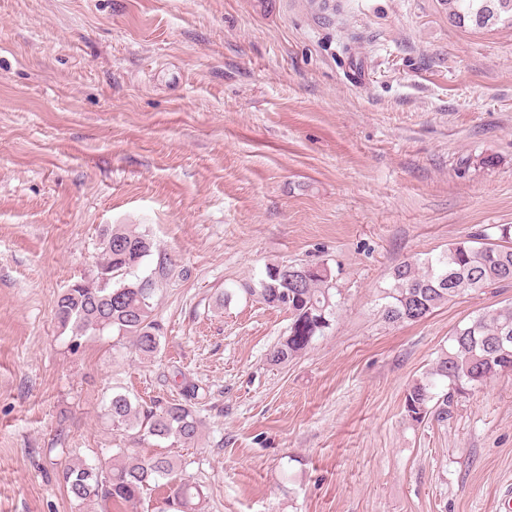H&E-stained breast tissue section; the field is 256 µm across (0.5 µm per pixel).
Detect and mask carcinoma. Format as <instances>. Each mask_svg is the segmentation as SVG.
I'll use <instances>...</instances> for the list:
<instances>
[{
    "instance_id": "1",
    "label": "carcinoma",
    "mask_w": 512,
    "mask_h": 512,
    "mask_svg": "<svg viewBox=\"0 0 512 512\" xmlns=\"http://www.w3.org/2000/svg\"><path fill=\"white\" fill-rule=\"evenodd\" d=\"M449 16L458 24L484 28L499 21L512 26V0H446ZM497 235L483 230L448 245L435 258L423 262L405 260L392 270V286L384 292L383 316L390 323H416L457 298L512 284V225L496 226ZM102 258L95 277L77 280L64 288L55 302V316L62 330H70L71 347L80 346L90 333L117 332L132 341L135 352L155 359L161 351V331L154 319L159 282L167 261L158 259L150 275L135 270L153 255L148 235L124 224L100 230ZM244 293L257 301L288 312V334L269 355L281 364L305 351L330 328L339 302L336 279L326 263L272 264L266 267L258 287ZM432 370L407 389L404 409L413 421L431 416L448 420L454 397L469 394L489 379L512 370V303L481 312L457 325ZM446 391L435 393L438 385ZM188 396L173 399L158 410H146L129 394L112 391L106 406L114 440L133 432L188 447L200 434V419ZM167 480L170 492L154 507L155 512H205L202 485L183 477L182 463L159 452L151 457H132L123 448L108 466L91 464L73 452L61 471L68 496L80 507L99 501L135 508L144 495Z\"/></svg>"
}]
</instances>
